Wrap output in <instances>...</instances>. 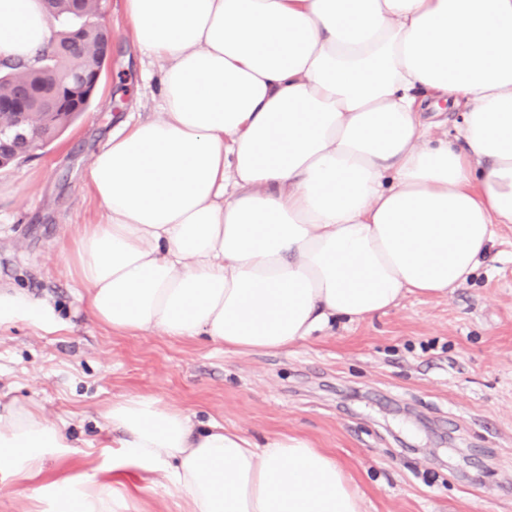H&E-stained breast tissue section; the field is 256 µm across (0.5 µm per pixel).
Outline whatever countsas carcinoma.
<instances>
[{
    "label": "carcinoma",
    "instance_id": "obj_1",
    "mask_svg": "<svg viewBox=\"0 0 512 512\" xmlns=\"http://www.w3.org/2000/svg\"><path fill=\"white\" fill-rule=\"evenodd\" d=\"M44 4L60 29L36 63L0 61V99L52 102L58 96L66 97L76 80L93 72L107 46L109 33L97 24L100 0H44ZM90 103L80 96L65 111L39 109L30 125L31 136L52 140Z\"/></svg>",
    "mask_w": 512,
    "mask_h": 512
}]
</instances>
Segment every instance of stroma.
Instances as JSON below:
<instances>
[{"mask_svg":"<svg viewBox=\"0 0 512 512\" xmlns=\"http://www.w3.org/2000/svg\"><path fill=\"white\" fill-rule=\"evenodd\" d=\"M100 19L112 55L90 108L0 168V285L63 320L51 332L0 327V405L35 404L69 443L38 471L0 466V512H62L49 490L71 473L109 484L127 512H186L161 474H113L120 450L104 415L125 395L258 440L307 437L349 470L367 512H512V224L448 297H410L282 352L120 333L88 317L62 263L77 225L101 215L81 175L120 121L152 116L159 92L156 67L127 42L120 0H100Z\"/></svg>","mask_w":512,"mask_h":512,"instance_id":"35a3bbf8","label":"stroma"}]
</instances>
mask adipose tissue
Segmentation results:
<instances>
[{"mask_svg": "<svg viewBox=\"0 0 512 512\" xmlns=\"http://www.w3.org/2000/svg\"><path fill=\"white\" fill-rule=\"evenodd\" d=\"M158 65L155 117L122 124L83 183L101 218L64 257L98 324L238 352L444 297L512 224V0H122ZM43 0H0V60L51 39ZM454 109L453 132L426 120ZM53 326L0 289V326ZM124 459L187 512H364L346 467L302 436L258 443L143 396L105 414ZM60 431L0 411V460L39 470ZM52 495L120 512L83 473Z\"/></svg>", "mask_w": 512, "mask_h": 512, "instance_id": "obj_1", "label": "adipose tissue"}]
</instances>
